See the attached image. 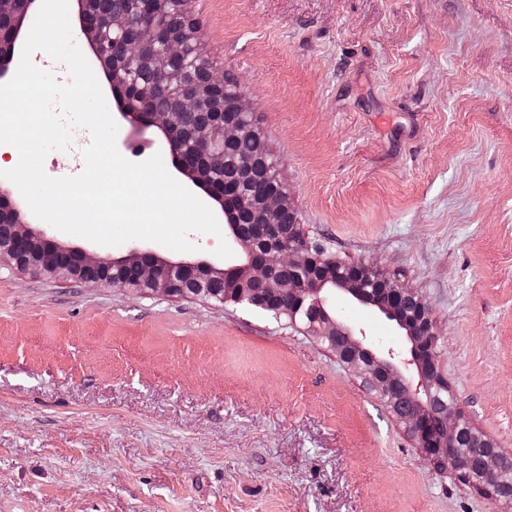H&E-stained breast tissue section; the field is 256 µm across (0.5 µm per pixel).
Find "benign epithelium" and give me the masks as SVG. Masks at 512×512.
<instances>
[{
    "mask_svg": "<svg viewBox=\"0 0 512 512\" xmlns=\"http://www.w3.org/2000/svg\"><path fill=\"white\" fill-rule=\"evenodd\" d=\"M33 2L0 0V18L12 20L8 30H0L1 57H15L20 23ZM153 3L154 0H141L144 24L133 39H123L122 29L115 36L106 33L111 28L108 0H101V8L92 19L87 10H82L81 29L91 43L95 61L102 63L111 58L115 43L125 58L124 65L112 70L110 78L120 116L139 130H160L166 150L176 160V170L208 195H213L211 186L219 184L225 223L231 225L230 244L240 247L241 253L212 261L172 262L162 259L152 248H133L126 255L101 260L22 223L15 198L0 190V260L6 258L19 267L51 275L166 296L211 299L210 285L221 281L224 296L216 298L221 305L246 301L264 306L265 298L273 296L280 301L278 314L287 315L291 321L306 313L305 330L327 343L344 364L364 376L386 403L395 406L394 393L400 394L404 408L398 419L428 460L448 468L464 484L481 485L500 494L497 477L505 454L495 448L471 460L459 457L460 435L469 432L478 438L480 434L455 403L443 408L435 405V399L450 393V389L437 361L439 336L420 297L367 265L341 264L325 257L323 249L304 240L300 225L285 226L292 208L279 178H274V190L258 197H241L239 185L215 181L214 172L224 167V143L258 134L250 120L253 111L245 105L244 91L238 86L222 87L230 111H211L212 72L202 58L195 66L197 83L192 90L180 94L176 108L152 110L139 105L140 93L131 84L129 66L149 56L157 73L179 86L181 79L170 74L167 63L172 57L184 55L188 48L184 31L151 21ZM242 213L251 217L247 232L237 229ZM114 268L126 270L128 276L112 278ZM284 269L290 273L286 279L279 276ZM338 292L377 308L406 332L410 348L398 352L352 325L336 310Z\"/></svg>",
    "mask_w": 512,
    "mask_h": 512,
    "instance_id": "obj_1",
    "label": "benign epithelium"
}]
</instances>
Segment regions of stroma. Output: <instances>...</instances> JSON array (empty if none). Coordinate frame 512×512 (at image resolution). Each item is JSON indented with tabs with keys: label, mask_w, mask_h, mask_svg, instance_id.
<instances>
[{
	"label": "stroma",
	"mask_w": 512,
	"mask_h": 512,
	"mask_svg": "<svg viewBox=\"0 0 512 512\" xmlns=\"http://www.w3.org/2000/svg\"><path fill=\"white\" fill-rule=\"evenodd\" d=\"M304 237L425 301L512 454V0H188ZM87 129L45 173L78 174ZM337 309L391 346L377 309ZM0 512H512L286 317L0 262Z\"/></svg>",
	"instance_id": "stroma-1"
}]
</instances>
